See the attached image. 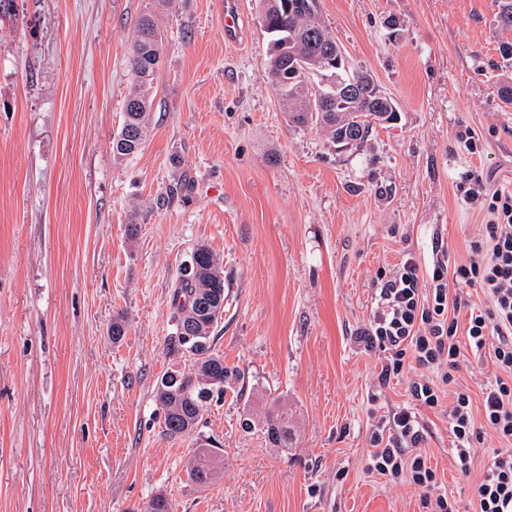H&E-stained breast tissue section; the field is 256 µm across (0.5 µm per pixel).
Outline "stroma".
Segmentation results:
<instances>
[{
	"instance_id": "obj_1",
	"label": "stroma",
	"mask_w": 512,
	"mask_h": 512,
	"mask_svg": "<svg viewBox=\"0 0 512 512\" xmlns=\"http://www.w3.org/2000/svg\"><path fill=\"white\" fill-rule=\"evenodd\" d=\"M174 0L152 131L117 159L134 25L148 0H10L0 13V512H423L413 486L366 470L372 417L410 400L379 387L383 352L352 340L404 253L453 260L512 195V59L497 0H319L353 65L397 107L359 146L288 124L267 79L259 0ZM208 246L228 296L214 346L240 381L198 436L224 449L213 484L189 481L197 436L170 437L156 400L173 293ZM127 330L113 342L112 319ZM284 404L296 445L263 416ZM425 452L470 512L498 447L470 474L449 453L445 409L424 411Z\"/></svg>"
}]
</instances>
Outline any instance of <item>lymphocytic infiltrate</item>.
Returning a JSON list of instances; mask_svg holds the SVG:
<instances>
[{"label": "lymphocytic infiltrate", "mask_w": 512, "mask_h": 512, "mask_svg": "<svg viewBox=\"0 0 512 512\" xmlns=\"http://www.w3.org/2000/svg\"><path fill=\"white\" fill-rule=\"evenodd\" d=\"M489 211L492 218L470 241L466 260L451 261L440 244L428 264L404 254L383 279L371 319L355 333L365 350L385 354L379 385L406 377L412 400L371 425L366 468L388 484L419 489L426 512H460L423 451L428 427L421 411L443 406L450 452L461 473H469L485 434L501 443L474 488L475 512H512V196L493 194ZM465 287L480 288L485 302L471 306L462 324L456 312ZM470 354L490 358L496 369L481 388L477 415L456 380Z\"/></svg>", "instance_id": "f902f5d3"}]
</instances>
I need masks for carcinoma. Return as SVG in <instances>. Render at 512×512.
<instances>
[{"label": "carcinoma", "instance_id": "obj_1", "mask_svg": "<svg viewBox=\"0 0 512 512\" xmlns=\"http://www.w3.org/2000/svg\"><path fill=\"white\" fill-rule=\"evenodd\" d=\"M170 0H150L138 22L129 57L130 83L124 100V121L112 139L116 158L137 153L150 133L154 88L161 67L162 35L154 14ZM497 21L501 29L512 30V0H498ZM262 27L269 38L271 54L268 77L296 128L314 124L329 139L365 142L373 127L395 119L389 111L392 99L378 98L371 89L372 74L354 65L341 67L350 91L339 100L324 103L333 92L331 74L318 65L336 47V40L322 22L318 0H264ZM219 261L202 245L192 255L189 275L174 292L177 310L175 336L171 344L189 353V367L169 383L160 379L156 397L163 406L164 427L170 436H185L195 431L205 403L213 392L224 394L230 375L224 356L213 347L212 333L221 323L226 289L214 292L211 269ZM265 434L281 448L294 442L292 414L284 405L267 413ZM217 449L200 444L194 449L188 469L189 479L201 486L212 483L220 472Z\"/></svg>", "mask_w": 512, "mask_h": 512}]
</instances>
